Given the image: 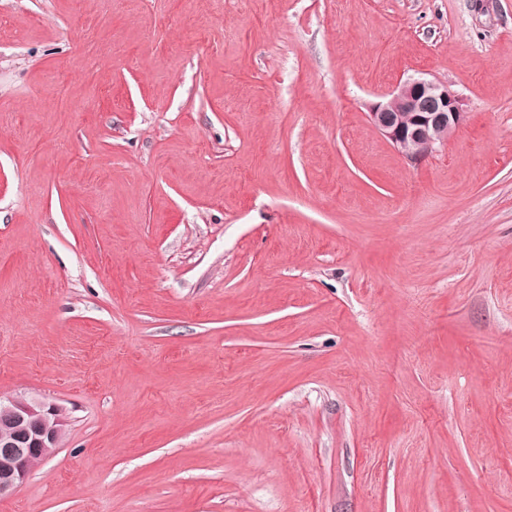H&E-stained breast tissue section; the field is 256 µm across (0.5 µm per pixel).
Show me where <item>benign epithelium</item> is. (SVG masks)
Masks as SVG:
<instances>
[{"label": "benign epithelium", "mask_w": 512, "mask_h": 512, "mask_svg": "<svg viewBox=\"0 0 512 512\" xmlns=\"http://www.w3.org/2000/svg\"><path fill=\"white\" fill-rule=\"evenodd\" d=\"M369 119L405 160L417 165L444 147L465 120L447 83L408 78L370 105ZM69 425L66 410L39 398H0V498L51 456Z\"/></svg>", "instance_id": "7a95c632"}]
</instances>
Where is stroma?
Returning <instances> with one entry per match:
<instances>
[{
	"instance_id": "obj_1",
	"label": "stroma",
	"mask_w": 512,
	"mask_h": 512,
	"mask_svg": "<svg viewBox=\"0 0 512 512\" xmlns=\"http://www.w3.org/2000/svg\"><path fill=\"white\" fill-rule=\"evenodd\" d=\"M17 395L70 425L0 512H512V0H0ZM381 98L370 105L369 119L414 165L444 147L465 120L461 97L445 82L408 78Z\"/></svg>"
}]
</instances>
